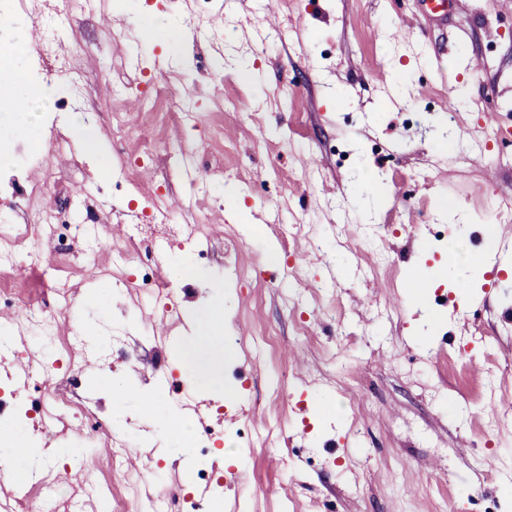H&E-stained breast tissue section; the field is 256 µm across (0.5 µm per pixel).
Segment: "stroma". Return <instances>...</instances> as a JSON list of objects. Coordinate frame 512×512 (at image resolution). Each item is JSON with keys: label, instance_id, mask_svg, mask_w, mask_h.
I'll return each instance as SVG.
<instances>
[{"label": "stroma", "instance_id": "obj_1", "mask_svg": "<svg viewBox=\"0 0 512 512\" xmlns=\"http://www.w3.org/2000/svg\"><path fill=\"white\" fill-rule=\"evenodd\" d=\"M194 7L104 0L76 33L59 38L55 51L81 73L95 111L82 134L70 135V151L52 144L66 131L45 95L54 74L0 88V102L12 106L0 121V172L24 183L56 176L34 208L79 202L103 217L64 256L72 273L57 285L71 306L55 317V338L80 334L86 352L116 336L136 341L126 360L81 376L106 427L89 436L77 424L48 425L50 447L66 442L79 454L45 466L111 484L119 499L125 482L111 459L123 442L155 451L159 471L143 479L151 491L194 493V463L174 457L160 433L178 405L167 391L174 374L197 416H216L219 401L229 418L246 406L250 447L226 443L219 452L227 492L247 512H512V267L494 288L483 268L462 280L448 271L486 248L488 224L497 243L512 239V222H496L493 209L512 204V157L491 145L468 163L457 159L487 130L484 110L512 129V0H448L447 14L427 23L423 0H280L273 26L268 0H228L231 39L203 34L213 19L206 13L201 29L167 40L170 24ZM267 29L275 38L264 43ZM245 61L256 80L239 76ZM148 73L182 89L187 108L209 114L219 135L198 139L163 103L130 111V96L114 87ZM461 87L467 108L446 115L438 99ZM114 109L124 110L136 137L115 136ZM146 138L154 159L139 169L133 197L170 194L181 223L197 210L209 224L207 237L178 250L188 259L208 252L193 277L175 279L167 256L158 258L163 284L179 286L182 320L173 327L152 325V309L111 277L126 250L112 227L126 224L131 197L113 196L110 180ZM186 153L195 168L224 172L206 196L183 194ZM308 154L320 165L301 166ZM80 183L82 198L73 190ZM229 185L241 192L233 206L224 197ZM243 224L259 228L245 241L248 263L227 237ZM440 224L448 235L438 243ZM269 251L283 271L274 283L262 279ZM427 273L440 280L421 298L412 277ZM205 311L223 320L218 345L238 342L213 382L195 383L176 346L145 355L150 337L186 340ZM301 320L304 336L296 333ZM261 329L276 336L274 349L257 343ZM116 380L129 392L119 407ZM10 428L14 439L0 454L12 459L14 482L34 506L38 474L23 450L32 437L20 420Z\"/></svg>", "mask_w": 512, "mask_h": 512}]
</instances>
